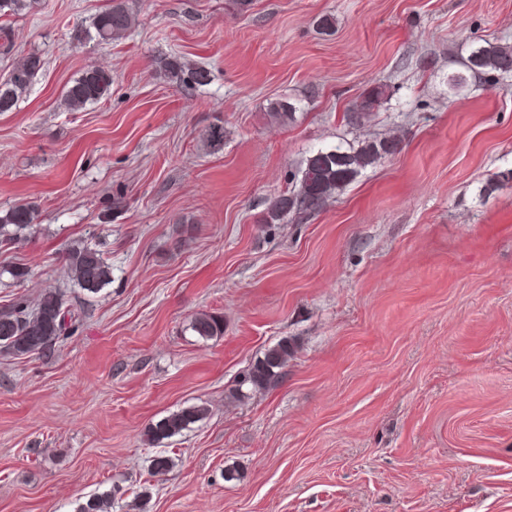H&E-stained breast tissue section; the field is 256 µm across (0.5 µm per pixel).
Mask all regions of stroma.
<instances>
[{
    "label": "stroma",
    "instance_id": "obj_1",
    "mask_svg": "<svg viewBox=\"0 0 512 512\" xmlns=\"http://www.w3.org/2000/svg\"><path fill=\"white\" fill-rule=\"evenodd\" d=\"M111 4L0 17V78L42 60L0 112V213L38 214L0 247V304L57 288L80 315L51 351L0 353V512H76L117 486L111 512H512V74L448 86L474 39L512 45V0H126L131 31L77 40ZM169 55L210 83H168ZM92 64L110 93L68 109ZM279 99L301 102L294 122L269 117ZM374 137L396 151L264 223L311 153ZM90 242L112 267L96 294L65 260ZM200 313L223 336H195ZM285 338L278 382L230 399ZM194 404L209 416L147 444ZM386 96L385 87H377L366 95L362 96L353 106L352 117L356 122H361L364 118L370 116L375 107ZM191 330L203 340L223 336L224 321L221 317L208 313H200L194 317L190 324Z\"/></svg>",
    "mask_w": 512,
    "mask_h": 512
}]
</instances>
